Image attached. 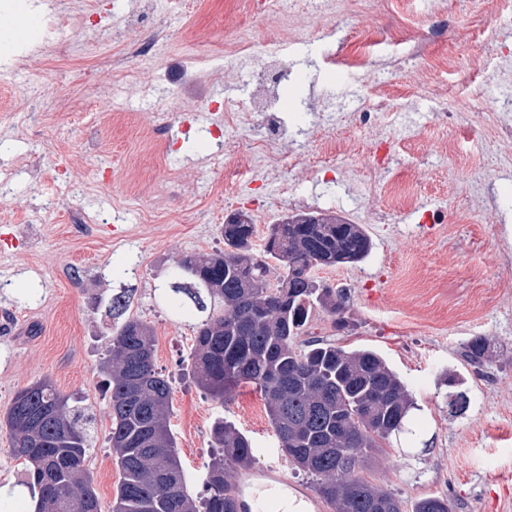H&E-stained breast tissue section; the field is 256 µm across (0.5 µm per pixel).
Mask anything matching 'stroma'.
Wrapping results in <instances>:
<instances>
[{"label":"stroma","instance_id":"stroma-1","mask_svg":"<svg viewBox=\"0 0 512 512\" xmlns=\"http://www.w3.org/2000/svg\"><path fill=\"white\" fill-rule=\"evenodd\" d=\"M314 17V36L288 32L285 15H268L265 0H74L73 23L49 31L40 45L0 42V414L17 390L41 378L79 400L92 415L87 466L101 512H111L119 481L109 433V397L98 362L112 324L97 295L133 291L129 315L151 322L154 362L172 382L171 429L193 494H202L210 461L212 425L232 421L253 442L255 467L276 453L264 397L251 383L237 385L222 406L192 379L195 318L174 312L157 291L190 252L224 246V219L250 213L257 238L290 210L278 199L289 172L240 171V150L264 133L243 125L211 139L221 120L213 102L233 107L255 80L254 51L269 46L298 94L280 117L291 155L309 159L296 187L309 210L327 211L362 225L373 248L361 263L318 270L348 297V330L327 314H313L308 336L351 350L380 353L407 384L418 443L370 458L365 478L406 504L445 495L453 512H512V145L497 155L459 140L455 127L426 110L437 91L449 111L468 100L446 57L475 59L473 72L487 89L488 107L512 99V64L499 62L489 42L512 52V28L501 14L451 0H342L320 16V0H301ZM166 36L155 48L156 81H137L133 64L113 60L130 39ZM417 32L438 62L422 73L406 63L373 94L390 101L394 118L379 131L336 129L337 166L355 180L329 184L319 143L322 101L336 117L353 118L363 103L356 78L309 94L299 75L318 74L337 57L356 54L363 39L393 40ZM200 61L185 74L183 55ZM234 72L233 92L215 99L221 67ZM62 100L49 111L50 100ZM207 153L185 157L198 141ZM388 142L393 165L410 167V203L387 222L384 177L375 150ZM140 205L126 207L129 195ZM88 233L73 230L75 220ZM476 336L491 356L474 368L463 357ZM456 375L470 400L453 417L446 375Z\"/></svg>","mask_w":512,"mask_h":512}]
</instances>
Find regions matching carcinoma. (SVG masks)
Wrapping results in <instances>:
<instances>
[{
	"mask_svg": "<svg viewBox=\"0 0 512 512\" xmlns=\"http://www.w3.org/2000/svg\"><path fill=\"white\" fill-rule=\"evenodd\" d=\"M251 215L224 221V249L183 256L162 287L177 313L205 314L196 324L191 371L211 398L225 403L240 382L262 392L279 448L298 469L315 478L318 494L333 512H403L395 496L358 474L372 454L392 439H417L408 386L372 349L346 350L325 340L296 344L315 310L348 326L342 291L315 276L313 260L330 267L357 264L372 242L363 227L334 214L293 211L271 225L263 255L255 252ZM280 269L267 279L268 260ZM131 289L108 301L116 325L100 362L110 393L112 457L120 470L112 512H235L233 475L252 466V441L217 418L211 431V462L204 494L188 488L170 428L171 387L155 368L154 329L126 312ZM490 345L467 344L466 358L483 364ZM88 409L41 379L15 394L0 420L23 459L34 512H58L68 499L73 512H99L86 461ZM412 512H452L448 498L419 499Z\"/></svg>",
	"mask_w": 512,
	"mask_h": 512,
	"instance_id": "obj_1",
	"label": "carcinoma"
}]
</instances>
